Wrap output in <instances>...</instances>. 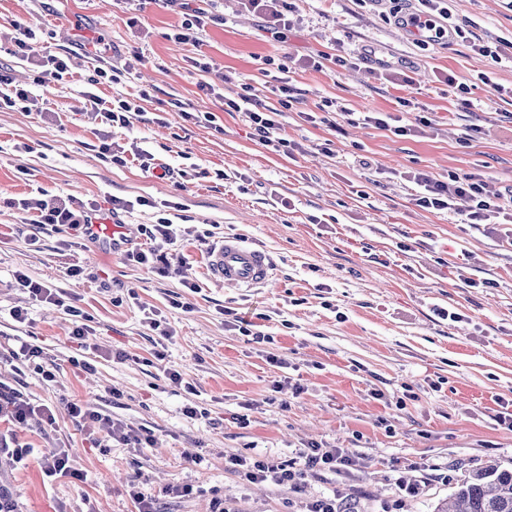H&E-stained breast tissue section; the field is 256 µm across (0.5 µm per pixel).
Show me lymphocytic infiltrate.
<instances>
[{
    "instance_id": "lymphocytic-infiltrate-1",
    "label": "lymphocytic infiltrate",
    "mask_w": 512,
    "mask_h": 512,
    "mask_svg": "<svg viewBox=\"0 0 512 512\" xmlns=\"http://www.w3.org/2000/svg\"><path fill=\"white\" fill-rule=\"evenodd\" d=\"M416 2L414 11L400 16L399 22L416 28L419 36L432 33L439 38L447 36L467 43L474 52L490 58L496 65L502 63L504 49L512 48L511 40L498 38L490 43L476 37L469 24L457 23L447 0ZM272 92L277 98V104L273 107L256 98L250 86H242L236 96L225 99L224 109L244 113L262 145L289 156L296 145L283 136L281 118L292 106L291 90L288 86L280 85L273 87ZM410 179L420 188L415 198L417 206L426 210H458L460 221L464 224L509 223L505 238L512 242V193L488 190L482 177L474 173L452 174L448 179L440 180L429 173L417 171L411 173ZM21 206L24 211L32 213L33 221L37 224H62L77 228L95 223L100 218L96 207L77 208L68 198L33 197L23 200ZM67 410L90 435L94 434L98 424L106 422L102 413L78 401L69 402ZM37 414L43 416L47 424H54V415L48 408L35 406L22 393L0 391L1 421L22 429ZM109 425L112 440L137 448L147 442L146 437L127 430L122 423L114 421ZM229 464L231 469L243 473L248 480L295 490L310 474H339L353 469L358 464V457L346 448L311 445L299 449L295 457L283 462L238 455L230 457Z\"/></svg>"
}]
</instances>
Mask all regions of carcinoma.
I'll return each mask as SVG.
<instances>
[{"label": "carcinoma", "instance_id": "cac0c4a2", "mask_svg": "<svg viewBox=\"0 0 512 512\" xmlns=\"http://www.w3.org/2000/svg\"><path fill=\"white\" fill-rule=\"evenodd\" d=\"M436 512H512V469L489 465L476 471Z\"/></svg>", "mask_w": 512, "mask_h": 512}]
</instances>
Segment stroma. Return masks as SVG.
<instances>
[{
    "label": "stroma",
    "mask_w": 512,
    "mask_h": 512,
    "mask_svg": "<svg viewBox=\"0 0 512 512\" xmlns=\"http://www.w3.org/2000/svg\"><path fill=\"white\" fill-rule=\"evenodd\" d=\"M290 3L280 40L239 0H202L197 42L179 43L182 10L170 0H0V70L35 97L30 111L0 110V387L56 411L54 426L32 422L19 443L38 454L66 449L85 474L50 483L34 460L4 473L20 512H137L136 491L159 512H212L218 497L232 512H303L333 494L356 498L359 512H434L472 471L512 466V428L499 420L512 412V244L489 225L417 207L409 179L475 173L512 189V62L490 66L448 37L417 41L395 19L411 0ZM451 5L476 36L512 39V0ZM19 24L44 51L70 57L62 79H39L14 56ZM200 58L209 72L195 67ZM114 66L126 72L120 82L99 80ZM487 71L490 86L480 79ZM448 74L467 93L448 86ZM283 80L295 98L283 133L301 146L289 157L224 109L244 84L276 104L270 89ZM203 81L213 94L199 90ZM89 92L139 102L143 113L110 127L86 113ZM327 100L430 123L412 136L347 123L336 132L307 119ZM193 110L214 123L186 121ZM475 125L480 134L469 135ZM106 137L149 150L168 175L105 162ZM192 170L198 178L183 180ZM40 195L95 204L117 224L168 214V274L125 262L103 241L31 223L20 202ZM116 197L132 209L113 211ZM227 236L267 251L273 283L209 278L208 253ZM75 266L77 279L68 275ZM18 272L75 299L90 318L83 342L70 339L63 308L17 288ZM16 307L27 322L14 320ZM149 310L171 338L149 327ZM237 315L258 321L264 341L240 335ZM23 341L42 348L40 362L13 357ZM173 371L184 385L170 383ZM72 399L152 446L92 447L65 410ZM312 444L350 449L360 464L307 478L297 492L224 464L234 455L286 460ZM412 483L417 493H406Z\"/></svg>",
    "instance_id": "obj_1"
}]
</instances>
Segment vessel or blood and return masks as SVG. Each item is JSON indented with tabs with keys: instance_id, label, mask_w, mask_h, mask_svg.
I'll use <instances>...</instances> for the list:
<instances>
[{
	"instance_id": "b4317fda",
	"label": "vessel or blood",
	"mask_w": 512,
	"mask_h": 512,
	"mask_svg": "<svg viewBox=\"0 0 512 512\" xmlns=\"http://www.w3.org/2000/svg\"><path fill=\"white\" fill-rule=\"evenodd\" d=\"M208 272L213 281L235 287L269 285L274 279L267 252L238 237H226L209 251Z\"/></svg>"
}]
</instances>
